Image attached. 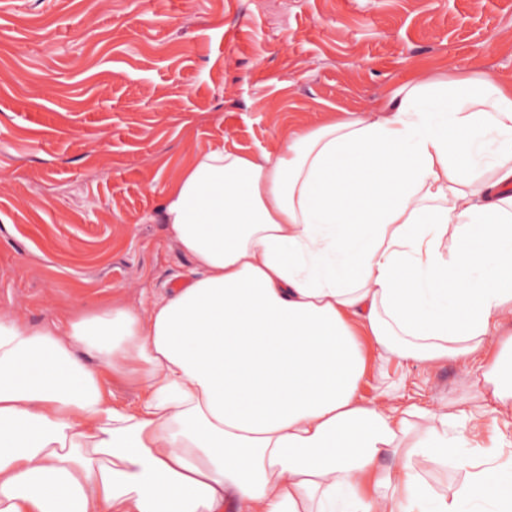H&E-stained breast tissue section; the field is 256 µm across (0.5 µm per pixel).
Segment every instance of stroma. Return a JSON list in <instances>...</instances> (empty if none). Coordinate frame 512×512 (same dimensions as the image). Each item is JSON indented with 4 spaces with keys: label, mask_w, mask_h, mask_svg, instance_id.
I'll return each mask as SVG.
<instances>
[{
    "label": "stroma",
    "mask_w": 512,
    "mask_h": 512,
    "mask_svg": "<svg viewBox=\"0 0 512 512\" xmlns=\"http://www.w3.org/2000/svg\"><path fill=\"white\" fill-rule=\"evenodd\" d=\"M430 70L511 77L512 0H0V305L178 286L158 206L190 148L255 152ZM478 374L380 361L362 392L435 405Z\"/></svg>",
    "instance_id": "stroma-1"
}]
</instances>
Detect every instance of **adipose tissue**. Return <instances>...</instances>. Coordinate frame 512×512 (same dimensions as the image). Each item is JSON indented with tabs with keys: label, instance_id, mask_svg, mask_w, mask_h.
<instances>
[{
	"label": "adipose tissue",
	"instance_id": "adipose-tissue-1",
	"mask_svg": "<svg viewBox=\"0 0 512 512\" xmlns=\"http://www.w3.org/2000/svg\"><path fill=\"white\" fill-rule=\"evenodd\" d=\"M159 213L183 287L0 306V512H512L466 454L512 429V79L193 149ZM378 358L478 364L481 401L366 398Z\"/></svg>",
	"mask_w": 512,
	"mask_h": 512
}]
</instances>
